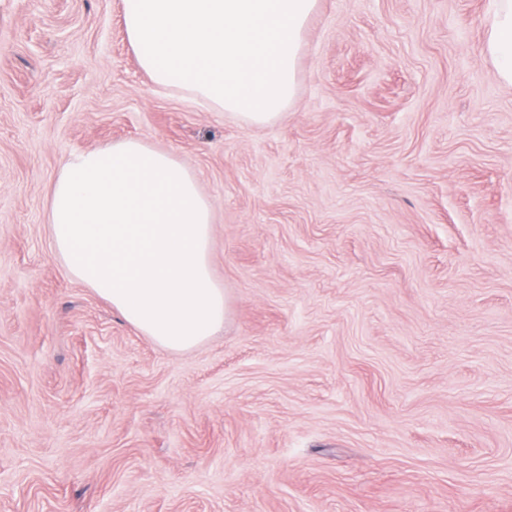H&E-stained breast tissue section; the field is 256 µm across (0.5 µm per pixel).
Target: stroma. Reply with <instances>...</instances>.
I'll return each mask as SVG.
<instances>
[{"instance_id":"35a3bbf8","label":"stroma","mask_w":512,"mask_h":512,"mask_svg":"<svg viewBox=\"0 0 512 512\" xmlns=\"http://www.w3.org/2000/svg\"><path fill=\"white\" fill-rule=\"evenodd\" d=\"M492 0H318L263 126L156 91L122 0H0V512H512V88ZM211 201L223 327L167 350L54 254L64 160ZM494 2L485 31L484 54L493 62L500 83L512 87V1Z\"/></svg>"}]
</instances>
